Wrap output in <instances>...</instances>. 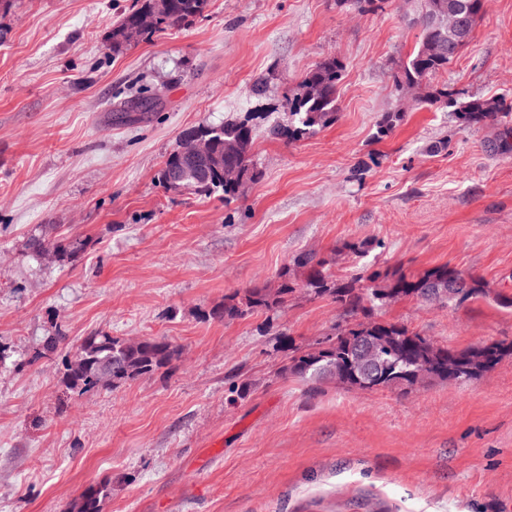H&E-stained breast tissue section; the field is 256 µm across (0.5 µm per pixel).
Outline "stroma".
Listing matches in <instances>:
<instances>
[{"instance_id": "obj_1", "label": "stroma", "mask_w": 512, "mask_h": 512, "mask_svg": "<svg viewBox=\"0 0 512 512\" xmlns=\"http://www.w3.org/2000/svg\"><path fill=\"white\" fill-rule=\"evenodd\" d=\"M131 3L0 11V512H70L104 482L103 512H512V356L465 383L351 390L285 371L280 335L316 348L342 320L331 299L299 289L275 316L204 317L313 252L335 256L339 278L454 267L486 295L403 299L385 319L457 348L512 340V308L495 300L512 297V135L397 96L419 0L363 14L349 0H211L115 56L107 36ZM485 3L437 81L512 110V0ZM330 57L335 121L271 137ZM142 93L155 112L114 120ZM245 116L263 177L238 200L159 185L183 129ZM35 237L87 246L49 263ZM350 241L373 247L357 256ZM96 330L180 354L116 388L66 387L45 337L74 348Z\"/></svg>"}]
</instances>
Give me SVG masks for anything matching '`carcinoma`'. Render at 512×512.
Masks as SVG:
<instances>
[{"label": "carcinoma", "mask_w": 512, "mask_h": 512, "mask_svg": "<svg viewBox=\"0 0 512 512\" xmlns=\"http://www.w3.org/2000/svg\"><path fill=\"white\" fill-rule=\"evenodd\" d=\"M451 3L471 9L468 27L463 36L451 32L443 35L444 41L454 43V54L439 57L426 55L427 41L435 37L427 24L426 17L438 2ZM210 0H168V7L160 16L154 30L144 35L150 38L155 33L190 24L202 15ZM482 0H422L421 10L416 18L420 27V40L409 55L404 67L394 75V86L401 90L405 84L424 88L420 99L424 104H448V86L437 87L432 79L448 69L454 56L470 42L479 20L472 9H480ZM154 7V0H134L133 7L112 26L109 43L112 53L120 54L130 45L127 29L134 25L138 15ZM342 79V66L329 58L306 73L299 82L289 107L287 123L270 129L276 138L295 141L325 127L336 120L338 111L337 86ZM317 82L322 91L309 97L305 87ZM456 118L465 125L488 121L504 123L506 134L512 133V114L501 110L496 99L472 98L465 102L453 101ZM202 134L213 145V156L203 167L183 162L168 156L159 173V183L168 190L188 191L197 195L210 196L220 193L224 201L237 199L249 183L259 181L262 176L253 160L255 128L249 120L226 122L220 125L202 124L183 133ZM234 165L239 172L235 182L224 181V164ZM51 246L57 252V260L74 258L86 242L33 238L29 247L37 252ZM333 259H317L311 254H299L291 263L283 266L273 287L251 288L235 291L224 296V303L213 307L208 317L213 320L230 322L244 318L258 311L276 314L285 309L288 297L302 286L313 297H328L345 317L336 324L335 332L326 338L325 346L302 351L293 341L282 344L291 351L286 372L301 381L330 377L336 383L363 391L378 389H410L418 385L448 380V359L459 360L457 373L464 381L476 379L493 369L503 358L512 356V342H493L466 349H456L437 344L427 337L414 332L398 321L385 320L382 310L393 302L412 297L426 303H437L443 307L451 303L462 304L469 298L486 293L485 286L477 279H469L467 292L459 299L451 297L430 298L425 288L434 285L448 287V280L461 272L446 265L428 269L419 274L404 271L362 272L346 278H336L330 272ZM83 363L73 365L68 355H62L64 378L72 389L88 392L100 388L98 372L102 365L112 366V383H121L171 366L178 356V350L168 341L157 338L122 339L106 332H94L86 336L80 345ZM420 360L425 372L414 377L409 374L414 360ZM110 493L108 484L90 486L85 489L74 508V512H102V503Z\"/></svg>", "instance_id": "1"}]
</instances>
